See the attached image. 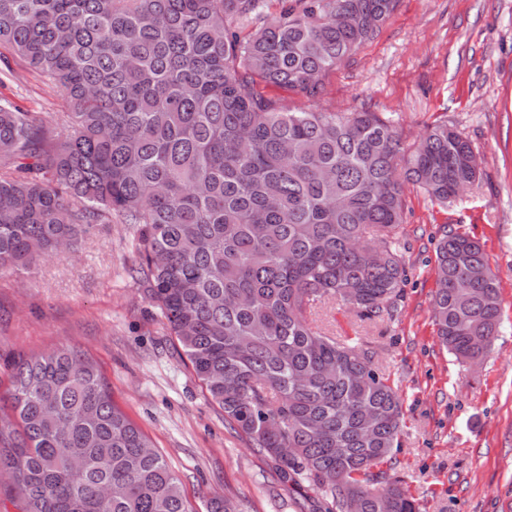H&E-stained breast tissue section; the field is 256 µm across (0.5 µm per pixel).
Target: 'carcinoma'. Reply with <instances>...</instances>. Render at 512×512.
<instances>
[{
    "label": "carcinoma",
    "instance_id": "obj_1",
    "mask_svg": "<svg viewBox=\"0 0 512 512\" xmlns=\"http://www.w3.org/2000/svg\"><path fill=\"white\" fill-rule=\"evenodd\" d=\"M267 2L0 0V47L69 109L62 141L49 114L0 103V272L118 215L143 294L283 487L319 493L325 512H418L400 479L371 472L400 448V396L308 310L392 314L404 184L448 205L479 179L473 147L443 123L408 152L380 112H290L265 97L262 84L320 95L398 0H277L273 14ZM436 283L441 343L461 361L486 356L501 311L479 242L445 233ZM0 403V472L20 512H196L82 351L19 358Z\"/></svg>",
    "mask_w": 512,
    "mask_h": 512
}]
</instances>
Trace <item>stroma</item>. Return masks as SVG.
<instances>
[{
  "instance_id": "35a3bbf8",
  "label": "stroma",
  "mask_w": 512,
  "mask_h": 512,
  "mask_svg": "<svg viewBox=\"0 0 512 512\" xmlns=\"http://www.w3.org/2000/svg\"><path fill=\"white\" fill-rule=\"evenodd\" d=\"M264 93L292 111L385 113L408 149L444 121L471 141L482 177L453 203L404 189L408 280L393 315L363 321L326 302L312 319L371 351L397 389L402 448L380 470L405 481L420 512H512V0H399L378 36L326 75L319 96ZM0 100L66 109L58 87L9 54L0 59ZM449 230L480 240L499 285L500 332L476 364L442 347L432 322L436 244ZM136 259L131 231L116 218L93 225L76 251L0 275V394L20 356L77 348L179 474L197 512L215 496L238 512H307L194 378L128 273Z\"/></svg>"
}]
</instances>
